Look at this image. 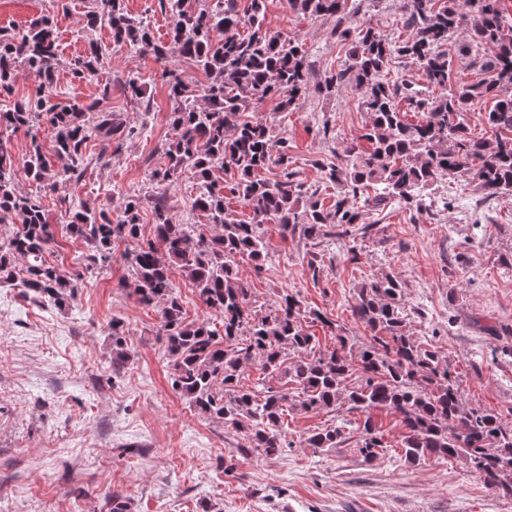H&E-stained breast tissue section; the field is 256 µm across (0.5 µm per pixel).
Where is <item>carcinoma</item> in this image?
<instances>
[{
	"label": "carcinoma",
	"mask_w": 512,
	"mask_h": 512,
	"mask_svg": "<svg viewBox=\"0 0 512 512\" xmlns=\"http://www.w3.org/2000/svg\"><path fill=\"white\" fill-rule=\"evenodd\" d=\"M304 18L334 17L336 38L349 42L347 63L325 82V90L354 88L361 92L370 124L360 139L344 150L341 162L323 168L324 180L336 185L328 207L317 191H306L297 173L288 170V141L275 139L271 126L245 118L268 97L288 112L309 90L310 64L296 39L284 38L264 25V0H250V13L239 0H216L211 8L184 7V0H161L171 17L169 42L155 41L148 24L124 11L122 0H92L88 25H104L115 46L165 59L176 52L195 62L207 78L197 87L175 69L166 70L173 136L164 148V165L152 173L156 185L173 184L189 169L199 192L192 208L202 212L216 233L203 236L192 224H175L164 202L155 196L154 238L141 239L140 202L130 199L114 221L106 210L77 206L68 234L83 241L87 253L81 269L65 271L46 255L56 243L53 225L41 201L22 194L14 179L15 155L4 134L22 128L30 136L25 169L34 181L54 191L60 184L82 179L88 143L98 139L97 160L110 158L112 137L141 134L134 126L114 121L100 107L112 94L105 85L100 97L87 103L57 101L51 87L58 65L53 18L41 15L20 31H0V96L9 92L20 67L37 71L42 85L36 95L0 111V223L21 229L0 240V281H15L23 294L65 306L86 274L105 267L118 243L128 245L134 293L138 302L160 313V333L171 369L172 387L195 409L224 422L248 442L245 451L280 455L292 447L284 430L289 396L259 392L241 385L244 366L257 365L266 376L286 373L307 411L349 405L363 420L357 423L359 452L368 459L383 448L371 411H392L405 428L401 448L413 464L426 458H463L489 489L512 491V425L492 410L467 405L448 367L422 349L405 330L401 282L393 273L363 284L355 292L352 315L370 334L355 361L342 350L350 340L336 337V347L291 363L287 356L314 348L305 329V306L296 293L280 295L278 307L257 316L252 289L240 273V260L255 271L266 260L261 225L274 223L284 235L308 238L325 234L328 224L341 230L359 223V206L385 201L423 206V192L440 179L471 178L484 200L512 195V15L503 0H405L413 38L395 45L371 26L342 27L347 0H287ZM455 41L463 55L478 59L484 77L449 86L448 53ZM410 58L422 71L423 85L390 87L382 80L394 55ZM107 60V48L91 44L70 64L73 78L93 75ZM420 114L416 121L399 111L396 96ZM205 105H196L198 98ZM490 99L485 115L491 136H472L464 112L473 100ZM54 129L51 151L65 161L60 171L37 138L38 128ZM282 166L275 179L262 175ZM232 167L238 180L230 192L251 208L250 222L228 218L224 187L214 179L218 169ZM378 187L375 195L368 189ZM178 269L199 301L216 313L221 329L186 320L182 296L172 280ZM129 358L123 322L112 320V366ZM344 426L311 434V448H337Z\"/></svg>",
	"instance_id": "obj_1"
}]
</instances>
